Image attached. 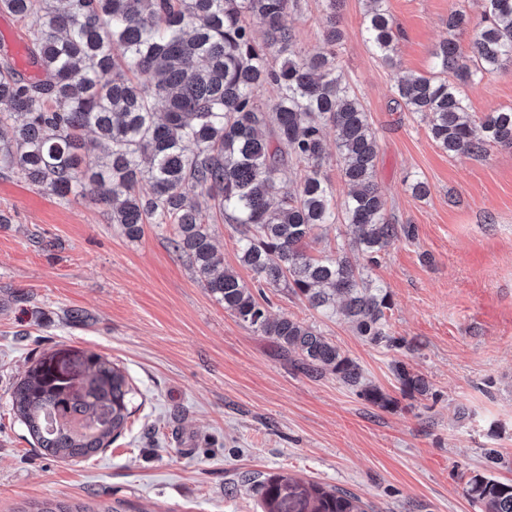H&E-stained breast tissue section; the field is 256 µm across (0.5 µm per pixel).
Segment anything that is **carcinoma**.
<instances>
[{
  "label": "carcinoma",
  "mask_w": 512,
  "mask_h": 512,
  "mask_svg": "<svg viewBox=\"0 0 512 512\" xmlns=\"http://www.w3.org/2000/svg\"><path fill=\"white\" fill-rule=\"evenodd\" d=\"M293 2L0 0L1 12L27 23L32 64L48 75L26 77L0 58V128H12L0 139V171L17 170L61 198L93 194L131 239L147 224L171 226L174 248L224 310L296 356L303 370L329 371L385 408L390 398L336 344L304 322L270 318L257 298L265 288H290L327 313L339 296L344 316L368 343L402 345L387 323L390 295L368 267L394 240L413 238L414 226L390 222L375 182L376 135L336 66L340 0H326L331 50L313 54L295 47ZM480 9L474 24L455 0L431 70L395 83L396 102L424 114L432 140L451 157L512 147V109L471 116L462 90L512 61V0H480ZM472 25V56L464 58L457 37ZM363 26L373 54L394 66L399 33L385 0H366ZM266 85L277 90L269 109L258 99ZM331 133L348 186L341 199L323 171ZM98 147L104 161L95 167L86 158ZM290 162L304 168L293 189L281 177ZM199 195L210 202L205 210ZM208 209L235 228L240 261L254 272L256 288L232 269L218 270ZM338 223L348 243L311 257L312 231ZM352 251L368 266L353 264ZM54 356L31 363L12 391V411L44 453L89 457L125 429L133 388L104 355L74 353L67 379L50 372ZM395 371L402 390L428 394L422 375L403 364ZM467 495L480 512H512V484L491 474L471 476ZM261 498L264 512H366L351 493L284 475L263 482Z\"/></svg>",
  "instance_id": "cac0c4a2"
}]
</instances>
